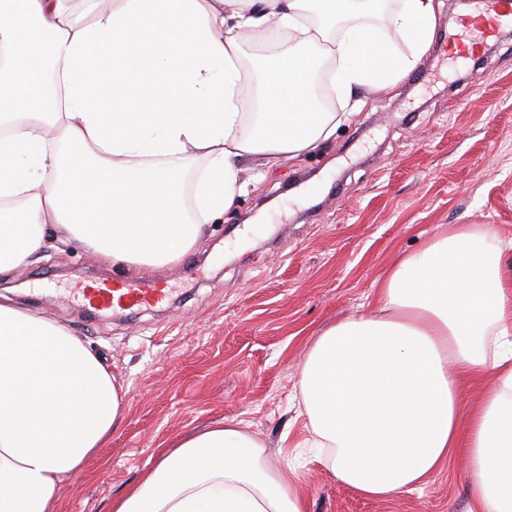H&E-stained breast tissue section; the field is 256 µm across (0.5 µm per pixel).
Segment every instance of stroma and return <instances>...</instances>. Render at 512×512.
Instances as JSON below:
<instances>
[{
  "label": "stroma",
  "mask_w": 512,
  "mask_h": 512,
  "mask_svg": "<svg viewBox=\"0 0 512 512\" xmlns=\"http://www.w3.org/2000/svg\"><path fill=\"white\" fill-rule=\"evenodd\" d=\"M417 66L368 94L317 150L278 165L241 162L244 191L163 270H119L75 246L0 278V295L66 325L129 388L123 417L64 487L52 512H109L159 449L227 420L287 469L305 435L292 400L305 351L324 328L368 314L374 282L421 251L440 225L482 224L512 239V32L454 67L459 13L434 0ZM150 277L170 299L113 316L71 297L77 278ZM309 512H467L462 460L422 490L368 499L319 461L300 470Z\"/></svg>",
  "instance_id": "stroma-1"
}]
</instances>
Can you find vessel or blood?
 <instances>
[{
  "label": "vessel or blood",
  "instance_id": "b4317fda",
  "mask_svg": "<svg viewBox=\"0 0 512 512\" xmlns=\"http://www.w3.org/2000/svg\"><path fill=\"white\" fill-rule=\"evenodd\" d=\"M476 6L469 14L460 16L450 34L452 42L459 47L457 58L467 61L472 49L484 46L499 34L512 29V0H475ZM162 289L153 287L150 281L126 283L121 287L120 296H113L110 287H97L89 302L100 308L127 309L151 305L162 301Z\"/></svg>",
  "mask_w": 512,
  "mask_h": 512
}]
</instances>
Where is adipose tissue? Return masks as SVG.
Segmentation results:
<instances>
[{
	"label": "adipose tissue",
	"mask_w": 512,
	"mask_h": 512,
	"mask_svg": "<svg viewBox=\"0 0 512 512\" xmlns=\"http://www.w3.org/2000/svg\"><path fill=\"white\" fill-rule=\"evenodd\" d=\"M0 0V274L55 242L163 269L242 191L239 162L315 150L363 91L428 48L433 0ZM267 47L257 111L246 49ZM206 166L187 217L189 158ZM375 311L323 329L298 395L302 445L388 499L464 457L468 512H512V259L451 224L393 266ZM484 386L460 419L467 383ZM127 389L60 323L0 301V512H49L112 432ZM111 512H308L227 421L160 454Z\"/></svg>",
	"instance_id": "1"
}]
</instances>
